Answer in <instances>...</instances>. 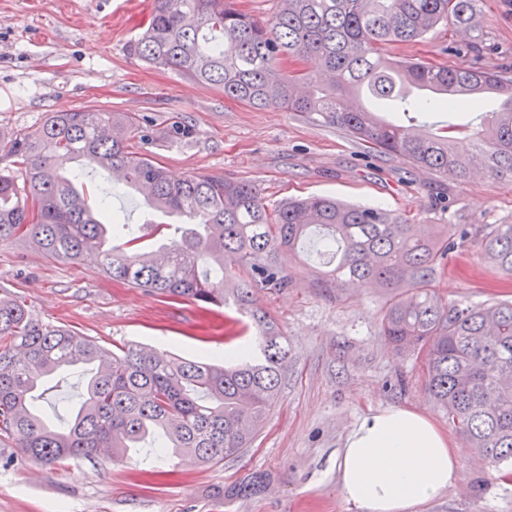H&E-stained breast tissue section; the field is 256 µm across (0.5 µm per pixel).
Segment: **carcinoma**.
I'll list each match as a JSON object with an SVG mask.
<instances>
[{
  "mask_svg": "<svg viewBox=\"0 0 512 512\" xmlns=\"http://www.w3.org/2000/svg\"><path fill=\"white\" fill-rule=\"evenodd\" d=\"M478 0H279L259 20L233 0H153L131 54L171 69L224 96L259 108L313 113L368 148L416 167L464 180L473 172L512 176V69L476 61L466 69L402 60L385 47L424 38L448 20L479 26ZM310 57L329 77L290 68ZM427 90L404 96L405 86ZM474 94L506 98L499 112L445 130L368 111L395 102L402 112L455 115ZM130 114L54 112L15 141L24 188L0 173V241L29 237L46 255L74 262L88 251L102 271L132 288L198 305L233 307L258 334L247 351L220 363L167 357L139 343L116 353L95 340L36 319L24 301L0 298V436L31 460L60 466L109 448L116 461L157 455L215 465L238 454L262 428L288 369V340L256 305L254 291L293 284L279 256L314 232L325 258L318 282L399 293L382 319L401 353L426 352L427 389L448 424L488 461L512 465V301L461 307L436 297L438 271L466 242L480 244L495 267L512 275V224H409L379 206L310 196L271 207L256 185L220 174L172 180L135 146ZM69 160L79 170L60 167ZM125 172L156 209L186 213L195 224H125L105 200L78 188L79 173ZM122 244L102 247L105 231ZM93 367L82 400L63 424L43 417L37 401L54 374Z\"/></svg>",
  "mask_w": 512,
  "mask_h": 512,
  "instance_id": "cac0c4a2",
  "label": "carcinoma"
}]
</instances>
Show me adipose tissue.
<instances>
[{
	"instance_id": "1",
	"label": "adipose tissue",
	"mask_w": 512,
	"mask_h": 512,
	"mask_svg": "<svg viewBox=\"0 0 512 512\" xmlns=\"http://www.w3.org/2000/svg\"><path fill=\"white\" fill-rule=\"evenodd\" d=\"M463 454L419 411L390 407L347 437L336 458L340 494L357 512H410L457 481Z\"/></svg>"
}]
</instances>
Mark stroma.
<instances>
[{
    "mask_svg": "<svg viewBox=\"0 0 512 512\" xmlns=\"http://www.w3.org/2000/svg\"><path fill=\"white\" fill-rule=\"evenodd\" d=\"M152 0H0V173L18 174L13 142L54 112H128L144 150L175 178L223 174L257 185L268 205L290 197L333 196L377 203L414 224L512 223V179L482 174L455 181L383 156L314 114L257 109L168 69L149 66L128 46ZM473 34L450 23L389 55L451 68L483 59L512 68V0H478ZM185 121L190 139L172 137ZM318 237L281 262L292 287L263 290L290 349L281 392L248 448L213 466L171 457L144 466L101 457L46 466L15 441H0V512H356L340 493L336 457L367 414L393 406L420 411L440 428L448 417L425 386L426 358L397 352L382 333L390 303L379 288H322ZM444 301L476 306L512 300V276L473 243L438 272ZM21 297L38 320L105 347L142 342L171 354L223 357L243 343L229 309L210 311L129 287L106 276L96 255L76 262L46 256L27 238L0 242V297ZM39 401L51 421L69 418L84 390L80 373L45 384ZM411 512H512V480L491 478L467 449L457 485Z\"/></svg>",
    "mask_w": 512,
    "mask_h": 512,
    "instance_id": "stroma-1",
    "label": "stroma"
}]
</instances>
